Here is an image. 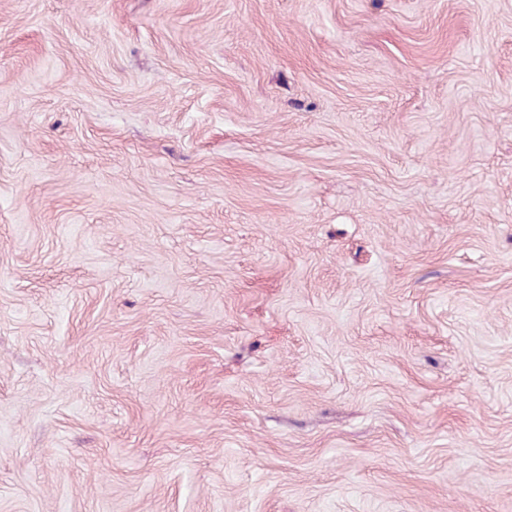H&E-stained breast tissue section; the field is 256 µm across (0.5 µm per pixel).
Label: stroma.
Returning a JSON list of instances; mask_svg holds the SVG:
<instances>
[{
  "mask_svg": "<svg viewBox=\"0 0 512 512\" xmlns=\"http://www.w3.org/2000/svg\"><path fill=\"white\" fill-rule=\"evenodd\" d=\"M0 512H512V0H0Z\"/></svg>",
  "mask_w": 512,
  "mask_h": 512,
  "instance_id": "obj_1",
  "label": "stroma"
}]
</instances>
